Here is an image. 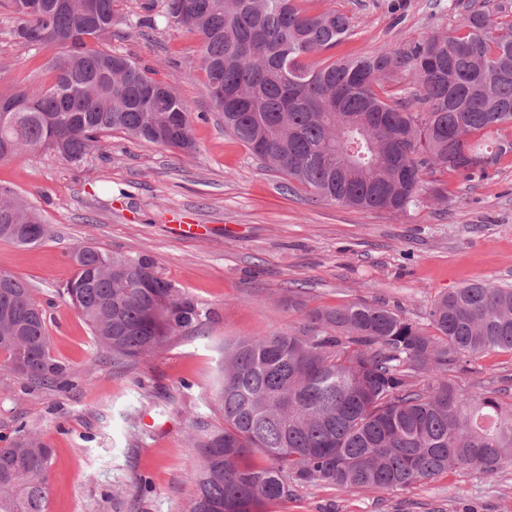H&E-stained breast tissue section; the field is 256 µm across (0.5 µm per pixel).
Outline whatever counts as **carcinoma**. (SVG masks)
<instances>
[{"label": "carcinoma", "mask_w": 512, "mask_h": 512, "mask_svg": "<svg viewBox=\"0 0 512 512\" xmlns=\"http://www.w3.org/2000/svg\"><path fill=\"white\" fill-rule=\"evenodd\" d=\"M11 36L54 46L52 82L0 93V160L49 151L79 164L115 132L192 156V113L174 86L109 48L117 0H9ZM299 0H139L126 26L168 25L200 39L207 85L224 129L316 196L366 212L400 214L423 194L448 203V181L469 180L512 152V0L466 5L461 22L405 51L320 63L351 32L330 9ZM410 76L425 112H410L387 83ZM0 240L33 247L50 233L40 210L0 187ZM64 288L102 355L155 354L202 324L198 303L147 258L93 246L72 254ZM304 310L292 333L224 343L214 405L224 426L191 437L198 463L189 512H267L297 486L407 489L457 469L512 466V400L466 392L448 379L464 358L512 354V288L485 281L442 295L433 333L380 305ZM0 357L53 387L76 373L50 351L45 309L28 283L0 272ZM254 454L269 464L248 461ZM52 448L26 424L0 446V512H47Z\"/></svg>", "instance_id": "obj_1"}]
</instances>
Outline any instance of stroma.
I'll return each instance as SVG.
<instances>
[{"mask_svg": "<svg viewBox=\"0 0 512 512\" xmlns=\"http://www.w3.org/2000/svg\"><path fill=\"white\" fill-rule=\"evenodd\" d=\"M312 14L339 10L351 36L331 58L406 49L456 26L458 0H303ZM0 0V91L49 83L51 47L10 34ZM114 49L174 83L197 118L198 151L186 158L112 136V157L75 166L51 153L0 161V186L38 207L51 232L23 248L0 240V271L24 278L47 309L52 355L80 374L60 391L16 375L0 360V438L26 422L52 447L47 512H188L197 462L188 438L222 426L211 409L228 339L299 330L294 307L383 303L426 323L433 303L467 283L512 288V153L485 176L448 177V203L422 198L406 213L363 212L316 198L264 167L224 129L201 68L200 40L181 27L137 34L120 25ZM84 245L147 257L208 313L197 333L171 338L140 361L112 363L60 293L71 253ZM460 388L512 399V355L489 352L452 374ZM270 512H512V467L456 470L406 490L295 487Z\"/></svg>", "mask_w": 512, "mask_h": 512, "instance_id": "obj_1", "label": "stroma"}]
</instances>
